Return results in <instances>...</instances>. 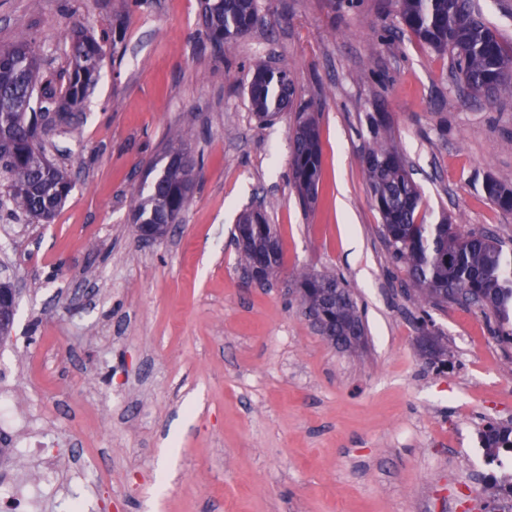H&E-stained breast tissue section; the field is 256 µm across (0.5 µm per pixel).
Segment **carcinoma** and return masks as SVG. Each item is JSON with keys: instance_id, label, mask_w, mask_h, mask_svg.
Instances as JSON below:
<instances>
[{"instance_id": "1", "label": "carcinoma", "mask_w": 512, "mask_h": 512, "mask_svg": "<svg viewBox=\"0 0 512 512\" xmlns=\"http://www.w3.org/2000/svg\"><path fill=\"white\" fill-rule=\"evenodd\" d=\"M404 25L422 43L448 55L452 68L470 89L512 96V50L475 12L473 0H398ZM201 19L208 41L219 49L225 41L248 34L259 22L256 0H202ZM71 65L64 89L40 77L36 57L26 40L0 47V172L7 173L9 201L32 221H53L71 190L67 174L52 164L38 142L39 121L53 113L67 124L97 83L103 46L78 29L70 36ZM40 92V111L31 101ZM252 109L262 122L294 109L292 178L304 204L316 197L321 148L312 104L296 98L287 70L256 66L249 86ZM374 142L363 157L374 205L383 221V236L394 261L406 273V287L439 305L448 301L491 313L502 339L512 340V253L499 238L464 232L451 218L436 224L421 213L418 185L378 112L369 117ZM160 184L150 182L135 210L138 224H152L168 213L181 218L188 205L184 167L169 164ZM488 198L503 212H512V188L489 179ZM243 269L256 267L271 234L264 211L241 215L237 224ZM301 300L307 311L325 320L327 340L344 336V348L356 344L350 336H365L356 301L335 275L305 273L300 277ZM483 447L494 452L512 449V427L490 423L480 432Z\"/></svg>"}]
</instances>
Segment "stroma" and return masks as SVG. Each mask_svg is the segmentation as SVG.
Instances as JSON below:
<instances>
[{
  "label": "stroma",
  "instance_id": "stroma-1",
  "mask_svg": "<svg viewBox=\"0 0 512 512\" xmlns=\"http://www.w3.org/2000/svg\"><path fill=\"white\" fill-rule=\"evenodd\" d=\"M261 25L214 50L199 0H0V46L27 39L41 73L70 67L68 37L121 28L73 125L47 155L72 191L52 223L0 210V260L21 283L0 344V512L64 457L35 512H473L461 479L487 422L512 420V343L493 317L406 292L362 159L386 113L428 223L452 216L512 248V98L486 105L395 0H257ZM288 69L318 121L321 175L303 205L293 116L255 117L257 64ZM199 165L181 221L141 242L132 220L175 131ZM282 250L249 284L234 232L254 195ZM343 278L364 343L338 348L301 303L300 273ZM428 311L448 367L423 356ZM484 191L488 198L503 212H512V188L502 183L488 179L484 184Z\"/></svg>",
  "mask_w": 512,
  "mask_h": 512
}]
</instances>
